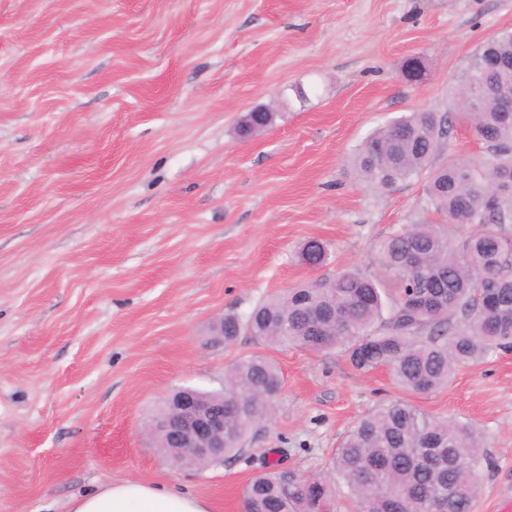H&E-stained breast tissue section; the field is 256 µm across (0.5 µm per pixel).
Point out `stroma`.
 Masks as SVG:
<instances>
[{"label":"stroma","instance_id":"35a3bbf8","mask_svg":"<svg viewBox=\"0 0 512 512\" xmlns=\"http://www.w3.org/2000/svg\"><path fill=\"white\" fill-rule=\"evenodd\" d=\"M507 30L512 0H0V512H68L112 478L243 512L270 450L329 475L341 437L395 400L476 425L491 465L473 512L512 503V350L414 393L336 350L212 335L224 312L377 270L426 180L368 188L352 154L401 115L456 111L459 71ZM257 107L274 124L238 138ZM310 239L329 249L317 268ZM250 354L283 383L246 454L173 464L146 423Z\"/></svg>","mask_w":512,"mask_h":512}]
</instances>
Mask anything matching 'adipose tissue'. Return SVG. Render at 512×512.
Masks as SVG:
<instances>
[{
    "mask_svg": "<svg viewBox=\"0 0 512 512\" xmlns=\"http://www.w3.org/2000/svg\"><path fill=\"white\" fill-rule=\"evenodd\" d=\"M211 502L174 486L115 479L72 499L69 512H212Z\"/></svg>",
    "mask_w": 512,
    "mask_h": 512,
    "instance_id": "1",
    "label": "adipose tissue"
}]
</instances>
